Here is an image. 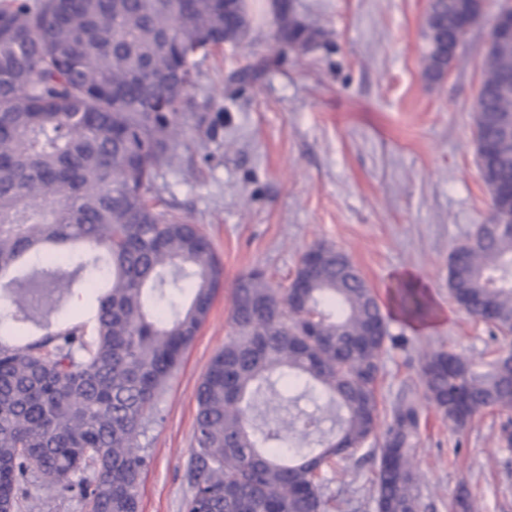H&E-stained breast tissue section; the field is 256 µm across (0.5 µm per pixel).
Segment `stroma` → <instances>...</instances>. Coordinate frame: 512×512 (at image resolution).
Wrapping results in <instances>:
<instances>
[{
    "instance_id": "1",
    "label": "stroma",
    "mask_w": 512,
    "mask_h": 512,
    "mask_svg": "<svg viewBox=\"0 0 512 512\" xmlns=\"http://www.w3.org/2000/svg\"><path fill=\"white\" fill-rule=\"evenodd\" d=\"M317 32L306 48L270 50L273 0L239 45L198 58L187 123L172 167L156 186L168 210L198 224L224 269L209 315L156 402L139 445L149 457L139 512H184L194 445L196 390L233 336L238 278L262 269L289 284L310 248L344 252L376 295L396 344L382 356V420L399 395L417 388L419 359L444 349L467 357L497 348L488 325L448 290V259L478 225L492 221L477 165L474 105L489 39L488 17L512 0H484L445 75L425 74L429 0H287ZM256 66L254 77L239 71ZM425 285L436 317L420 331L392 311L398 272ZM512 408L453 428L421 407L415 464L431 512L467 490L478 512H512V448L500 441ZM373 469L337 460L335 512H375ZM19 512H87L74 494L31 477Z\"/></svg>"
}]
</instances>
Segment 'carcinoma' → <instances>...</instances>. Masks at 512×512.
<instances>
[{"label": "carcinoma", "mask_w": 512, "mask_h": 512, "mask_svg": "<svg viewBox=\"0 0 512 512\" xmlns=\"http://www.w3.org/2000/svg\"><path fill=\"white\" fill-rule=\"evenodd\" d=\"M249 0H0V512H14L35 473L46 489H78L89 512H139L148 457L137 438L167 379L207 319L223 267L208 237L161 208L154 182L178 155L193 56L238 45ZM471 0H431L425 73L444 75L469 30ZM276 48L315 31L275 4ZM512 47L486 51L476 112L477 164L491 203L512 187ZM450 257L448 288L490 318L500 352L475 360L424 355V400L465 426L512 405V233L483 224ZM93 268L89 277L82 273ZM97 307L52 327L48 313L76 284ZM188 290V304L166 289ZM401 306H425L401 285ZM236 336L197 390L185 512H329L327 473L363 452L374 462L376 512H425L414 464L420 411L405 393L380 428L376 386L391 340L378 300L341 251L314 247L289 284L242 275ZM44 333L29 339L20 325ZM318 394L336 410L300 412L261 430L248 396ZM297 433L321 449L285 460ZM93 482L74 480L87 469Z\"/></svg>", "instance_id": "obj_1"}]
</instances>
